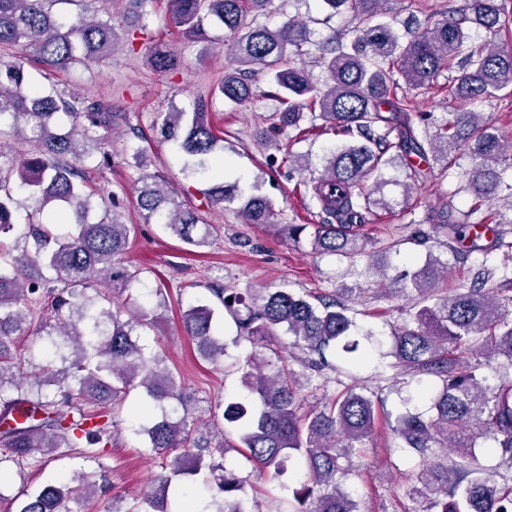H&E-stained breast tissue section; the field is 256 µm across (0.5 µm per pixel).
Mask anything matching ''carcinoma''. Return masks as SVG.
<instances>
[{"instance_id":"obj_1","label":"carcinoma","mask_w":512,"mask_h":512,"mask_svg":"<svg viewBox=\"0 0 512 512\" xmlns=\"http://www.w3.org/2000/svg\"><path fill=\"white\" fill-rule=\"evenodd\" d=\"M59 0H0V48L22 51L0 55V125H24L35 143V153L9 161L0 169V238L14 229L17 189L35 203L34 213L15 250L0 248V463L28 458L56 448L72 447L82 435L94 444L112 435V405L134 384L149 401L165 406L184 405L173 373L159 367L160 357L148 356L133 339L149 324L145 312L122 319V311L107 307L110 289L129 287L136 274L117 262L126 251L132 226L115 213L116 195L100 196L105 215L90 219L91 197L85 190V163L102 152L106 135L130 125L127 113L116 110L112 99L99 98L74 111L72 96L55 84L32 82L25 62L35 61L50 73L102 65L112 59L117 32L111 20L82 11L74 21L53 14ZM169 22L190 43L210 42L209 27L224 29L227 42L224 77L217 89L236 105L253 95V79L262 73L270 96L284 108L274 113L275 133L298 130L305 118L321 120V131L347 139L324 157L320 176L303 182L318 207L320 223L311 240L316 253L361 257L365 246L359 228L374 208H390V186L404 196L412 192L421 170L410 158L433 160L441 173L468 159L463 190L474 200L472 209L508 201L512 181L504 179L512 167V136H505L484 117L466 108L429 132L419 112L415 93L432 88L444 70L458 75L449 88L462 104L512 99V41L494 39L512 26V0H465L448 14L429 23L414 17L399 34L389 20L392 0H323L329 16L352 13L355 26L328 41L312 40L309 24L289 17L270 28L257 17L270 13L273 0H166ZM319 52L327 77L312 82L298 65ZM147 63L158 73L177 68L178 55L162 42L148 50ZM402 94H397V89ZM74 114L64 129L59 114ZM161 132L185 158V169L206 175L219 164L215 147L219 137L209 123L207 103L195 102L193 112H161ZM399 165L411 182L386 176ZM138 208L146 222L156 220L186 245L202 249L216 233L203 221L200 209L170 195L160 173L143 174ZM207 205L241 201L246 224H272L273 202L245 192L238 183L217 178L203 192ZM448 229V242L470 235L479 239L478 225L458 221L452 212L437 216ZM62 287L51 285L46 272ZM496 269L483 267L470 286L454 291L436 288L439 272L401 274L404 287L420 293V307L395 330L387 356L389 367L401 376L432 375L438 382L425 388L426 412L403 409L391 425L398 447L419 459L409 495L427 503L428 512H512V381L493 385L481 372L482 364L463 365L448 357V347L465 354L477 346L488 357L512 359V295L484 289ZM213 294L232 318L237 337L260 343L277 331L293 337L289 357L311 368L327 363L332 351L343 361L373 360L351 338L355 322L349 308L334 296L311 302L285 289L224 295ZM232 301H227V297ZM48 309L60 324L50 339L52 353L68 362L61 370L46 366L40 378L56 386L49 397L24 386L17 373L21 359L13 352L15 336L25 331L29 315ZM185 332L196 342L200 357L223 360L225 343L216 334L214 311L192 306L181 315ZM246 394L224 401V422L235 426L244 456L254 469L271 480L280 478L287 463L298 459L307 480L294 492L293 512H359L358 503L341 487L345 473L341 460L350 458L389 413L354 386L347 387L317 412L300 413L299 380L284 364L271 373L248 357L239 366ZM146 423L140 432L152 451L171 457L168 473L148 496L133 499L123 512H168L167 494L173 480L201 470L202 420L177 409L155 417L142 410ZM490 438L500 448L497 469L473 475L470 461L480 439ZM223 498L213 501V512H249L244 507L245 480L220 464H208ZM96 492L83 483L69 488L47 485L23 499L16 512H61L70 499L76 504Z\"/></svg>"}]
</instances>
